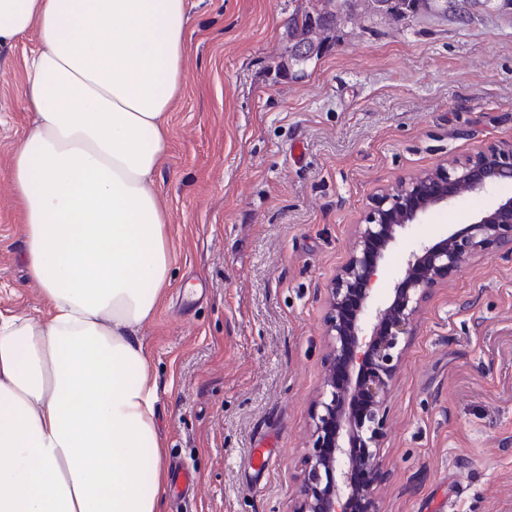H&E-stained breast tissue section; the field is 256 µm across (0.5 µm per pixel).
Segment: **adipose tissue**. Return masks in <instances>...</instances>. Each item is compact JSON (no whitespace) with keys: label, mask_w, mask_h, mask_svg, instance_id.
Segmentation results:
<instances>
[{"label":"adipose tissue","mask_w":512,"mask_h":512,"mask_svg":"<svg viewBox=\"0 0 512 512\" xmlns=\"http://www.w3.org/2000/svg\"><path fill=\"white\" fill-rule=\"evenodd\" d=\"M187 0H0L36 48L10 180L36 315L0 311V512H161L158 387L137 338L169 284L155 176Z\"/></svg>","instance_id":"obj_1"}]
</instances>
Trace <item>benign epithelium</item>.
<instances>
[{"mask_svg": "<svg viewBox=\"0 0 512 512\" xmlns=\"http://www.w3.org/2000/svg\"><path fill=\"white\" fill-rule=\"evenodd\" d=\"M430 5L461 23L470 0H432ZM341 25L334 17L307 20V41L288 45V70L322 54ZM512 180V149L495 146L462 160H447L376 194L356 226L353 245L327 288L329 351L322 391L312 414L311 451L302 471L294 512H383L377 485L383 476L379 448L387 428L386 400L415 317L433 288L479 253H512V196L496 194ZM494 197L463 231H445L436 242L411 250L387 298L375 288L379 263L399 233L421 224L461 191ZM362 469L367 481L352 483Z\"/></svg>", "mask_w": 512, "mask_h": 512, "instance_id": "1", "label": "benign epithelium"}]
</instances>
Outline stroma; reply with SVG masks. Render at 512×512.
Masks as SVG:
<instances>
[{
	"label": "stroma",
	"mask_w": 512,
	"mask_h": 512,
	"mask_svg": "<svg viewBox=\"0 0 512 512\" xmlns=\"http://www.w3.org/2000/svg\"><path fill=\"white\" fill-rule=\"evenodd\" d=\"M305 0H189L185 84L155 192L171 283L138 332L159 397L166 469L196 484L162 512H293L324 381L325 285L381 188L512 146V12L469 22L356 11L305 77L284 70ZM34 37L0 49V309L43 308L22 261L10 182L31 126ZM469 193L388 251L387 290L419 242L469 224ZM384 512H512V256L482 253L433 288L387 397ZM272 449L268 467L251 465Z\"/></svg>",
	"instance_id": "35a3bbf8"
}]
</instances>
